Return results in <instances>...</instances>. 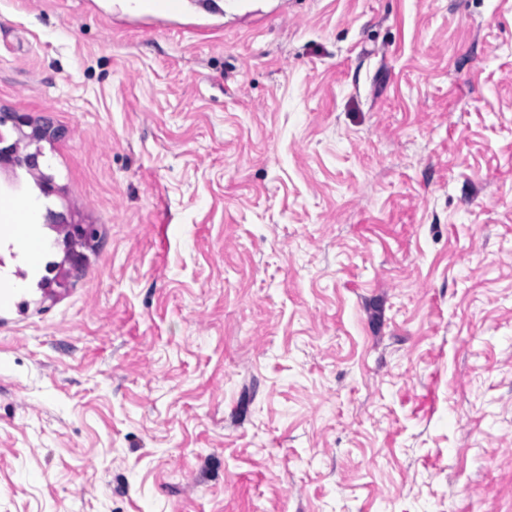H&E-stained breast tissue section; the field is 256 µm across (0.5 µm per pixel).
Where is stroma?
<instances>
[{
  "mask_svg": "<svg viewBox=\"0 0 512 512\" xmlns=\"http://www.w3.org/2000/svg\"><path fill=\"white\" fill-rule=\"evenodd\" d=\"M233 4L0 0V512H512V0ZM37 209L33 201L23 192L0 189V229L14 238L20 252L34 264L41 258V248L46 251L45 240L39 241L31 233L36 224Z\"/></svg>",
  "mask_w": 512,
  "mask_h": 512,
  "instance_id": "35a3bbf8",
  "label": "stroma"
}]
</instances>
